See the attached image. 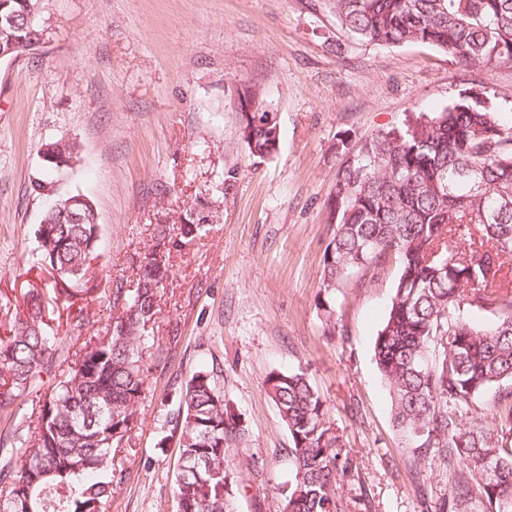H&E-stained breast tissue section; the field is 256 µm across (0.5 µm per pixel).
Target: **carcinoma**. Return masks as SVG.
<instances>
[{"instance_id": "1", "label": "carcinoma", "mask_w": 512, "mask_h": 512, "mask_svg": "<svg viewBox=\"0 0 512 512\" xmlns=\"http://www.w3.org/2000/svg\"><path fill=\"white\" fill-rule=\"evenodd\" d=\"M41 0H0L19 52L44 41ZM350 40L432 46L464 67L512 65V0H310ZM261 112L240 127L249 155L262 159L272 128ZM59 158L45 162L43 191L69 163L76 144H45ZM334 236L323 260L329 291L354 270L375 275L399 263L388 314L374 341V359L391 394V413L405 443L425 460L448 462L452 485L446 512H512V123L489 97L462 91L402 128L378 132L346 157L336 173L330 209ZM204 218L189 209L184 224H157L153 243L132 258L136 286L112 281L103 336L86 334L89 320L67 318L55 330L44 293L25 294L0 326V417L29 421L0 436V512H107L125 473L122 449L137 425L150 368L143 344L157 298L173 276L171 253L199 237ZM37 233L40 261L62 282H76L98 248L95 224H69L47 207ZM495 317L477 322L472 311ZM265 392L290 437L291 478L279 487V512H337L339 439L326 401L301 370H273ZM495 392L496 429L479 410ZM166 413L180 456L172 495L177 512H233L239 491L226 464L237 420L206 366L175 388Z\"/></svg>"}]
</instances>
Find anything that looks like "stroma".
<instances>
[{"mask_svg": "<svg viewBox=\"0 0 512 512\" xmlns=\"http://www.w3.org/2000/svg\"><path fill=\"white\" fill-rule=\"evenodd\" d=\"M42 20L40 48L0 62V323L28 288L52 281L36 263L47 198L79 192L97 209L88 274L53 303L63 315L83 311L97 333L113 279L135 280L131 259L155 225L201 202L216 214L171 257L153 330L168 339V360L145 351L153 370L109 512H176L178 445L161 438L162 401L205 365L243 429L226 448L239 472L235 512H278L290 442L263 381L288 368L303 369L325 400L351 463L338 512H438L448 464L419 463L402 446L374 359L398 265L339 284L328 330V201L347 153L461 91L486 92L511 121L512 66L467 68L423 44L340 42L335 20L307 0H42ZM246 86L278 116L279 149L264 160L239 134ZM57 139L76 143L75 157L35 193L42 147ZM225 179L229 193L213 198Z\"/></svg>", "mask_w": 512, "mask_h": 512, "instance_id": "1", "label": "stroma"}]
</instances>
